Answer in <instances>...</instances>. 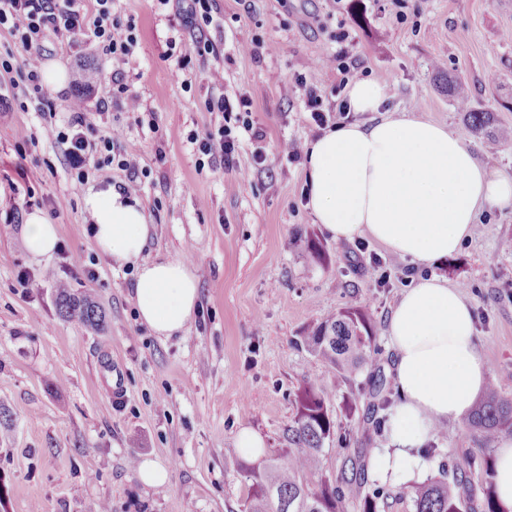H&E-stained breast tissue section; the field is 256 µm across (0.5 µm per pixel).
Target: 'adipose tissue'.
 <instances>
[{
  "label": "adipose tissue",
  "instance_id": "ef3b65f1",
  "mask_svg": "<svg viewBox=\"0 0 512 512\" xmlns=\"http://www.w3.org/2000/svg\"><path fill=\"white\" fill-rule=\"evenodd\" d=\"M347 98L370 120L306 145L307 206L330 239L367 236L429 266L461 249L480 207H512V176L478 162L462 137L382 116L384 84L355 81ZM84 203L96 246L117 265L137 268L132 298L141 321L165 338L184 331L198 305L197 278L177 260H142L150 226L117 188L88 192ZM386 338L399 399L387 421L389 443L375 451L372 475L381 482L427 468L422 450L435 426L465 417L489 373L469 302L437 275L402 292Z\"/></svg>",
  "mask_w": 512,
  "mask_h": 512
}]
</instances>
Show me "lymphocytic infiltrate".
I'll return each instance as SVG.
<instances>
[{
    "label": "lymphocytic infiltrate",
    "instance_id": "lymphocytic-infiltrate-1",
    "mask_svg": "<svg viewBox=\"0 0 512 512\" xmlns=\"http://www.w3.org/2000/svg\"><path fill=\"white\" fill-rule=\"evenodd\" d=\"M97 14L88 18L84 11V0H0V27H8L11 36L26 55V63L19 74L32 85H39L41 75L38 62L43 56L41 38L44 34H78L85 28H92L97 41V51L117 60L125 59L135 41L132 25L121 22L112 15V0H95ZM213 22L208 0H190L183 8V23L198 52L219 55L218 46L205 35V29ZM290 84L304 92V109L316 126H325L330 112L345 114L348 101L337 98L333 106H325L324 98L317 89L309 86L304 72H294ZM251 103L240 97L230 100L219 97L210 101V111L220 112L223 122L216 131H209L192 142L199 154L217 160L225 166H232L240 145V133H247L255 142L253 152L255 163H263L265 153L262 143L266 137L263 128L254 125L251 119ZM72 114L64 126L50 123L45 127V136L54 143L63 145L64 156L71 173L77 181H86L89 175L105 166L117 165L128 171L129 178L123 185L124 195H138L141 179L135 174V166L125 159L118 149L115 138L105 132L97 138H88L84 133L86 125L80 103H73Z\"/></svg>",
    "mask_w": 512,
    "mask_h": 512
}]
</instances>
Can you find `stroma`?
I'll return each mask as SVG.
<instances>
[{
  "mask_svg": "<svg viewBox=\"0 0 512 512\" xmlns=\"http://www.w3.org/2000/svg\"><path fill=\"white\" fill-rule=\"evenodd\" d=\"M177 0H115L113 15L132 23L126 61L95 52L93 34H47L45 60L66 74L52 90L56 121L74 101L98 132L113 131L142 172L138 197L151 226L147 261H182L199 282L197 313L181 334L163 338L143 324L131 300L135 271L95 246L84 197L117 186L125 171L106 166L79 183L61 147L48 142L34 110L31 84L8 29L0 28V512H247L248 483L235 446L240 428L265 438V454L287 446L305 380L319 383L338 432L361 438L350 415L351 391L368 389L369 372L393 375L383 336L405 288L435 274L462 287L474 314L489 377L512 395V208L482 209L473 236L439 265L390 270L378 287L371 263L387 249L365 238L336 242L306 206L304 161L281 150L315 131L302 91L289 82L307 71L326 102L341 75L318 62L336 49L332 35L350 31L364 77L389 88L385 109L445 125L479 162L512 176V0H214L207 37L223 58L198 55L178 34ZM189 57L187 82L173 76ZM123 69L129 112L112 101L113 70ZM465 82L475 111L489 115L475 137L448 93ZM247 96L251 118L267 133L266 159L253 161L242 139L233 168L205 164L191 136L222 121L209 99ZM250 179L241 182L239 170ZM63 201L53 211V201ZM58 232L48 256L28 252L29 213ZM315 240L320 259L305 250ZM30 276L21 287V273ZM88 298L105 315L97 326L63 318L58 285ZM345 306L368 309L377 351L355 373H331L301 345L307 329ZM427 470L391 483L381 512H413L410 486L438 478L467 456L493 459L494 443L477 440L467 421L450 422L431 439ZM151 460L168 484H143L135 465Z\"/></svg>",
  "mask_w": 512,
  "mask_h": 512,
  "instance_id": "1",
  "label": "stroma"
}]
</instances>
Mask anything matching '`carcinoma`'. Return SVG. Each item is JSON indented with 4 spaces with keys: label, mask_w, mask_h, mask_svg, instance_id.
Here are the masks:
<instances>
[{
    "label": "carcinoma",
    "mask_w": 512,
    "mask_h": 512,
    "mask_svg": "<svg viewBox=\"0 0 512 512\" xmlns=\"http://www.w3.org/2000/svg\"><path fill=\"white\" fill-rule=\"evenodd\" d=\"M448 92L457 108L468 115L479 133L487 128L489 118L475 112L466 85L448 80ZM57 307L62 317L86 325H97L101 311L89 300L74 297L64 287L58 289ZM375 343L374 326L367 310L346 307L313 327L302 337L304 347L330 370L353 373L364 362L365 349ZM298 409L288 427V448L284 459L272 458L242 464L251 481L248 512H344L346 491L354 493L360 512H379L390 497L386 487L362 478L361 455L349 459L350 473L332 479L322 477L314 485L305 476L319 466L326 444L336 439V423L316 383L304 381L297 394ZM469 424L478 438L489 442L503 432L512 434V396L502 385L491 382L473 411ZM479 469L487 479L481 489L472 486L468 472ZM410 498L414 512H503L496 500L491 463L474 457L467 467H452L448 478L430 479L412 487Z\"/></svg>",
    "instance_id": "cac0c4a2"
}]
</instances>
